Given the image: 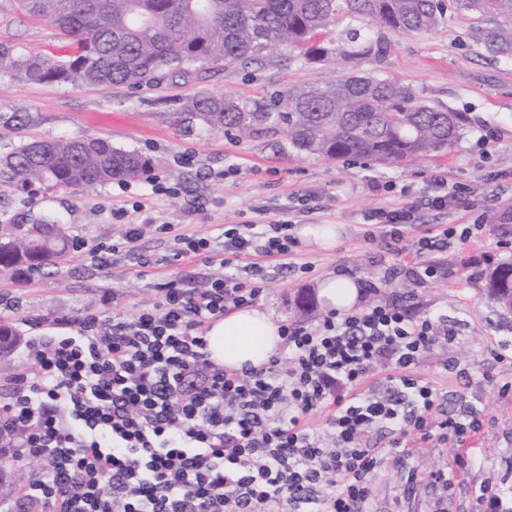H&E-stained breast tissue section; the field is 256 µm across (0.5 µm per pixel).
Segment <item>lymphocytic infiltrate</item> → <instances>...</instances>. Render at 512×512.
Here are the masks:
<instances>
[{
    "mask_svg": "<svg viewBox=\"0 0 512 512\" xmlns=\"http://www.w3.org/2000/svg\"><path fill=\"white\" fill-rule=\"evenodd\" d=\"M296 245L280 221L233 225L221 264L249 262V281L174 278L133 316L88 312L76 334L36 338L28 373L0 399V442L40 466L11 512L34 496L50 512H367L384 455L477 434L479 411H443L414 372L454 328L382 299L371 281L353 312L282 324L284 349L266 366L228 371L211 359V323L254 306L261 258ZM377 372L387 394L367 386ZM320 410L323 435L311 424Z\"/></svg>",
    "mask_w": 512,
    "mask_h": 512,
    "instance_id": "obj_1",
    "label": "lymphocytic infiltrate"
}]
</instances>
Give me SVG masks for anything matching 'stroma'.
Returning <instances> with one entry per match:
<instances>
[{"label": "stroma", "instance_id": "obj_1", "mask_svg": "<svg viewBox=\"0 0 512 512\" xmlns=\"http://www.w3.org/2000/svg\"><path fill=\"white\" fill-rule=\"evenodd\" d=\"M445 20L418 34L388 33L383 63L363 61L361 72L394 78L441 108L460 113V137L435 155L394 165L367 160H327L296 150L283 129L273 128L246 139L207 129L193 122L173 123L172 114L186 98L198 94L260 99L274 91L330 77L334 67L288 57L267 65L243 68L190 69L182 75L162 74L152 86L134 91L124 86L27 84L0 75V152L31 138L60 139L91 134L112 145L150 157L149 175L114 181L91 189L53 188L27 199L0 187V226L26 234L32 225L54 221L79 249L70 250L57 266L22 279L0 275V296L17 301L18 309L0 308L23 340L5 371L0 393L24 373L26 340L77 330L75 321L90 311L110 307L132 315L152 305L158 285L179 277L192 285L225 275L219 262L201 260L157 264L175 252L178 237L198 234L214 248L224 242V227L252 217L264 206L269 220L294 224H341L346 233L329 252L297 250L287 261H264L267 279L260 307L281 320L313 321L324 309L318 285L328 275L348 270L358 280L380 283L384 296L412 294L416 313L447 318L455 340L438 345L419 360L415 373L443 396L445 409L479 410L480 433L466 446L472 463L452 493L434 484L429 474L456 466L455 445L423 447L408 458H384L370 478V512H433L437 500L448 512H479L485 487L496 488L505 512H512V316H503L483 294L484 278L496 266L512 262V247L496 248V238L512 240V55L488 53L468 13L454 0H444ZM14 54L60 52L67 41L47 21L21 10L16 0H0V47ZM444 178L469 187L455 209L430 203L435 182ZM393 184V192H373L369 180ZM406 202L416 220L401 240L365 241L366 214L385 205ZM140 208V252L154 257L149 266L119 253L112 266L100 268L92 254L124 234L113 220L116 208ZM169 233H158L161 223ZM441 224L468 227L466 240H452L447 250L428 254V261L448 267L447 279L417 283L404 267L417 261L416 243ZM463 357L481 375L465 380L443 367L446 359ZM416 473L408 481V473Z\"/></svg>", "mask_w": 512, "mask_h": 512}]
</instances>
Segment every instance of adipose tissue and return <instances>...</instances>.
I'll return each mask as SVG.
<instances>
[{
	"mask_svg": "<svg viewBox=\"0 0 512 512\" xmlns=\"http://www.w3.org/2000/svg\"><path fill=\"white\" fill-rule=\"evenodd\" d=\"M361 284L356 278L336 274L323 279L319 299L325 307L338 313L352 311L361 302ZM212 359L225 369L239 371L269 363L283 346L280 323L259 307L228 312L215 320L207 333Z\"/></svg>",
	"mask_w": 512,
	"mask_h": 512,
	"instance_id": "adipose-tissue-1",
	"label": "adipose tissue"
}]
</instances>
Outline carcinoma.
<instances>
[{"instance_id":"cac0c4a2","label":"carcinoma","mask_w":512,"mask_h":512,"mask_svg":"<svg viewBox=\"0 0 512 512\" xmlns=\"http://www.w3.org/2000/svg\"><path fill=\"white\" fill-rule=\"evenodd\" d=\"M477 20L503 18L483 30L492 54L512 55V0H456ZM25 12L57 27L69 39L64 54L16 56L0 49V73L29 84L150 85L164 71L191 66L263 65L275 51L308 61L379 59L387 52L384 30L422 33L442 20L438 0H18ZM350 17L361 22L346 38H315ZM211 131L248 138L282 127L300 152L327 159L362 158L401 164L437 153L460 134L462 116L440 109L398 81L354 71L278 90L262 101L200 94L173 113ZM152 160L100 137L31 140L0 153V186L29 193L36 186L89 187L137 178ZM0 269L11 277L54 265L69 247L63 228L50 222L9 237ZM488 298L512 314V263L485 281ZM21 342L0 320V359Z\"/></svg>"}]
</instances>
